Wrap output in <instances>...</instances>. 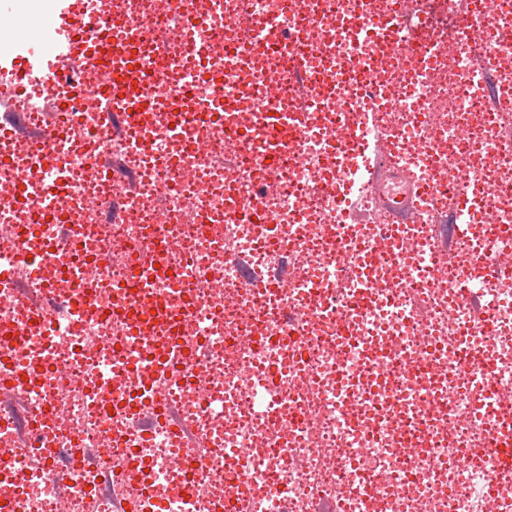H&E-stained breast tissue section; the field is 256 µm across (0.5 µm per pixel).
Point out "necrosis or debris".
I'll return each mask as SVG.
<instances>
[{
  "label": "necrosis or debris",
  "mask_w": 512,
  "mask_h": 512,
  "mask_svg": "<svg viewBox=\"0 0 512 512\" xmlns=\"http://www.w3.org/2000/svg\"><path fill=\"white\" fill-rule=\"evenodd\" d=\"M97 0L84 33L97 43L110 25L151 21L163 39L146 35L143 56L153 72L145 91L154 98L147 135L152 152L116 135L94 88L91 57L74 61L83 79L78 109L55 145L69 175L62 191L40 167L46 143L0 135V269L14 286L0 294V367L38 364L35 385L19 384L0 397V454L25 456V476H0L11 512H111L116 497L162 501L165 512H512V469L500 468L485 447L503 421H512V255L495 241L498 225H512V68L502 54L492 64L504 93L486 104L460 91L471 70L464 55L409 63V81L366 101L397 140V162L413 160L435 186L421 203L408 238L417 244L406 263H390L383 240L371 239L373 274L396 277L394 288L372 290L355 303L363 258L355 248L364 226L342 214L362 188L365 156L352 160L336 195L317 191L326 132L288 144L283 168L263 165L255 116L262 102L282 108L309 104L320 85L289 83L288 66L312 60L339 82L342 65L356 59L354 36L326 41L338 14L365 3L379 12L385 0ZM428 20L429 40L447 42L456 0H402ZM203 16L199 25L186 12ZM285 12L284 28L299 42L280 40L274 55L255 53L244 68L224 65V37L235 18ZM254 75L266 76L265 101H246L236 127L251 141L238 153L236 137L215 119L193 121L188 138L171 136L174 85L193 87L200 106L234 96ZM36 127L41 108L69 96L37 85L7 93ZM115 171L94 174L101 159ZM486 191L468 213L479 232L444 248L431 217L446 193ZM121 203L124 216L106 221L101 200ZM262 212L275 226V246L263 245L255 225L237 223L238 208ZM45 215L30 224L33 213ZM67 231L71 249L47 241ZM169 266L153 302L178 314L195 358L181 382L160 383L143 400L175 416L187 433L165 429L141 444L120 411L138 392L151 361L147 329L117 287L133 284L142 260ZM274 282L261 304L243 287L240 267ZM80 268L89 309L78 321L53 313L45 329H26L31 302L71 296L69 271ZM456 326L483 354L461 360L456 349L431 348ZM388 364L384 377L374 368ZM494 391V403L475 420L469 389ZM200 446L197 466L183 451ZM76 448L94 458L71 486L45 478L53 451ZM121 479L99 501L89 496L97 470Z\"/></svg>",
  "instance_id": "necrosis-or-debris-1"
}]
</instances>
